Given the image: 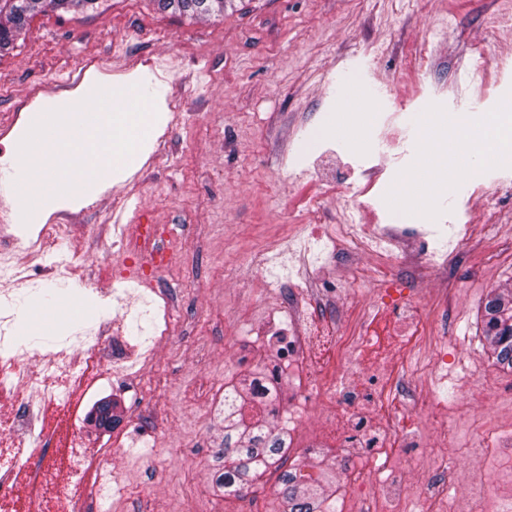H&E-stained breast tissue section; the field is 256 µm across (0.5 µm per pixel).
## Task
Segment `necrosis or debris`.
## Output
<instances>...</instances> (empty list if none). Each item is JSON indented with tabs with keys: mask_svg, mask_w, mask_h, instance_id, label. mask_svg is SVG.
I'll list each match as a JSON object with an SVG mask.
<instances>
[{
	"mask_svg": "<svg viewBox=\"0 0 512 512\" xmlns=\"http://www.w3.org/2000/svg\"><path fill=\"white\" fill-rule=\"evenodd\" d=\"M400 131L383 136V150L371 155L372 176L359 186L354 206L345 209L340 224L329 227L324 235L326 265L339 259H363L360 278L371 280L375 294L364 309V315L387 312L390 334L395 345L417 347L425 337L429 319L421 301L399 297L387 271L395 266L412 268L423 287H432V274L448 270L447 253L425 250L419 260H412L401 241L418 238L419 232L410 224H393L381 228L364 223V214L381 216L392 213L398 197V184L388 177L390 167H403L404 153L399 146ZM471 177L478 185L468 193V206L493 212L494 205L484 195L483 182L512 179V155L496 153L475 168ZM269 292L286 297L283 308L269 312L263 320L264 332L277 340L281 350L279 376L287 377L297 390L319 387L324 397L319 406L322 424H334L336 439L343 448L354 449L355 455L344 469L346 497L352 505L338 512H400L406 497V481L394 477L383 487H375L363 478L371 466L394 467L401 454L420 447L417 435L401 431L396 418L383 415L382 410L399 403L404 390H417V379L406 360L393 356L391 350L377 353L367 367H359L365 335L348 329L340 301L319 304L309 296L310 282L304 278L284 281L267 279ZM317 327L334 333L335 351L323 361H315L305 335L299 326ZM101 361L99 339L89 336L54 353L28 355L12 352L0 355V391L31 387L30 398L0 410V501L14 494L16 470H24L29 490L41 488L45 475L41 461L54 446V436L38 431L32 423L37 402L52 396L54 384L72 382L82 385L94 365ZM480 447L497 462V492L500 501L512 503V436L482 422ZM110 454H103L96 464L80 461L72 471L70 484L62 486L57 495L63 499L66 512H86V500L100 494L101 476L110 466Z\"/></svg>",
	"mask_w": 512,
	"mask_h": 512,
	"instance_id": "necrosis-or-debris-1",
	"label": "necrosis or debris"
}]
</instances>
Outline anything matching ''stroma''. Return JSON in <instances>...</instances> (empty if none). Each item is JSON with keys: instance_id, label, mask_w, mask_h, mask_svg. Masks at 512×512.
I'll return each mask as SVG.
<instances>
[{"instance_id": "1", "label": "stroma", "mask_w": 512, "mask_h": 512, "mask_svg": "<svg viewBox=\"0 0 512 512\" xmlns=\"http://www.w3.org/2000/svg\"><path fill=\"white\" fill-rule=\"evenodd\" d=\"M506 11L512 0H229L223 14L192 18L160 10L156 0H97L85 11L42 8L0 54V178L18 164L31 114L73 104L92 84L142 87L156 111L141 162L114 172L95 195L65 194L28 220L13 195L0 203L29 234L63 208L84 211L58 246L76 256L77 272L38 266L22 247L10 251L26 274L10 306L19 344L46 354L98 336L108 351L113 320L133 345L150 343L159 319L167 321L157 359L132 384L113 383L104 362L68 409L34 412L38 427L77 419L86 456L111 449L113 470L102 480L114 488L103 512H283L276 473L239 496L212 482L225 384L275 362L259 323L282 300L250 258L275 243L286 271L299 273L289 226L317 194L323 216L314 228L339 224L351 203L342 189L360 178L349 160L371 140L378 113L401 125L411 170L424 160L427 126L456 112L498 120L469 73L482 59L504 61L498 89L512 97V31L497 23ZM81 74L85 83L64 91ZM422 90L445 96L444 111H420ZM465 192L421 188L400 196L398 211L420 225L430 247L451 253ZM493 200L498 224L469 214L470 254L449 260L448 360L473 378L428 377L422 403L398 411L402 427L428 430L427 454L456 469L449 496L478 488L488 512L500 505L495 474L475 447L477 417L487 412L497 427H512V372L493 363L480 313L493 289L512 288V181L494 187ZM118 221L132 236L141 224L170 230L169 263L140 269L164 294L165 310L137 301L133 282L124 285L131 311L113 301V277L125 264L112 248ZM337 279L350 310L372 295L370 283L341 268L319 273L313 298H328ZM308 400L304 427L289 429L281 416L270 422L288 430L290 460H307L315 439L318 460L340 473L353 452L316 433L318 393ZM104 401L118 419L108 430L96 424Z\"/></svg>"}]
</instances>
